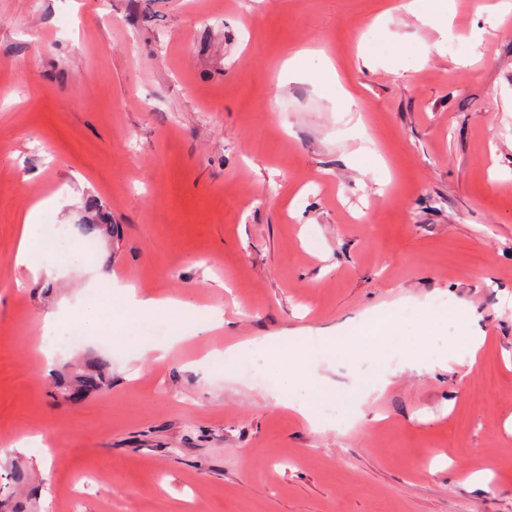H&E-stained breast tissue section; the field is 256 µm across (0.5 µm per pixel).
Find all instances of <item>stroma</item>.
Segmentation results:
<instances>
[{
  "mask_svg": "<svg viewBox=\"0 0 512 512\" xmlns=\"http://www.w3.org/2000/svg\"><path fill=\"white\" fill-rule=\"evenodd\" d=\"M473 2L0 0V512H512V12ZM37 202L69 245L32 271ZM98 275L224 327L161 360L162 309L44 372ZM380 319L427 356L314 357L317 427L217 356ZM420 2H422V0L405 1L403 7L408 13L424 23H428L430 19L440 21L444 18H448L455 11L453 1L433 0V3L426 8H422ZM41 207V203L33 207L25 216L21 229L20 239L17 251L15 253V263L26 266L35 271L38 260L35 251L38 246L37 229L40 224H35V219Z\"/></svg>",
  "mask_w": 512,
  "mask_h": 512,
  "instance_id": "35a3bbf8",
  "label": "stroma"
}]
</instances>
